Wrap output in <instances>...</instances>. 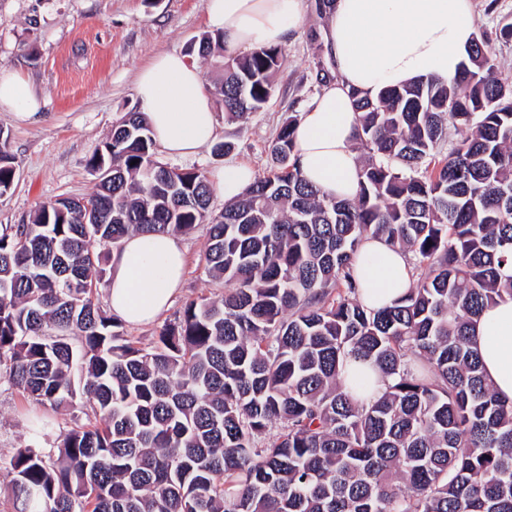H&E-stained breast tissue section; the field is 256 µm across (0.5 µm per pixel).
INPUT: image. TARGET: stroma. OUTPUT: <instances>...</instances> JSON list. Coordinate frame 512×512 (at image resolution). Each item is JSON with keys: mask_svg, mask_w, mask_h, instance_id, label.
Instances as JSON below:
<instances>
[{"mask_svg": "<svg viewBox=\"0 0 512 512\" xmlns=\"http://www.w3.org/2000/svg\"><path fill=\"white\" fill-rule=\"evenodd\" d=\"M476 30L493 35L512 22V0H472ZM305 21L281 43L283 61L274 77L269 103L245 123L219 121L218 140L228 153L206 149L195 167L213 171L232 161L250 162L257 174L274 165L270 147L284 121L300 114L319 91V57L311 32L326 21L315 0H303ZM207 30L204 0H0V68L19 71L43 93L46 104L36 117L19 121L0 112V133L15 157L12 189L0 196V228L22 223L41 203L59 197L90 195L96 180L87 160L102 148L125 113L137 111L136 74L163 52L188 54L189 45ZM493 59L512 79V41L495 39ZM207 225L181 241L188 256L186 280L165 320H173L186 300L221 297L224 284L206 270ZM30 404L0 380V512H14L5 491L6 465L28 441Z\"/></svg>", "mask_w": 512, "mask_h": 512, "instance_id": "35a3bbf8", "label": "stroma"}]
</instances>
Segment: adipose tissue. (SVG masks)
<instances>
[{"mask_svg": "<svg viewBox=\"0 0 512 512\" xmlns=\"http://www.w3.org/2000/svg\"><path fill=\"white\" fill-rule=\"evenodd\" d=\"M204 11L210 30L223 33L229 55L280 42L303 22L301 0H204ZM474 37L471 0H336L324 41L336 78L304 104L295 127L303 177L325 194L354 197L361 160L351 89L374 98L387 86L449 81L467 65ZM135 84L152 136L167 156L198 157L216 139V115L194 59L159 54L138 71ZM42 105L24 74L0 69V112L26 119ZM185 269L178 236L128 235L112 253L106 281L113 315L132 327L153 323L169 309ZM354 277L364 304L389 305L409 286L407 256L365 239ZM472 343L488 379L512 400V300L476 319Z\"/></svg>", "mask_w": 512, "mask_h": 512, "instance_id": "adipose-tissue-1", "label": "adipose tissue"}]
</instances>
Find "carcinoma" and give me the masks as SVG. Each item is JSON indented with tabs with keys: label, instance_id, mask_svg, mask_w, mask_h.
Returning <instances> with one entry per match:
<instances>
[{
	"label": "carcinoma",
	"instance_id": "1",
	"mask_svg": "<svg viewBox=\"0 0 512 512\" xmlns=\"http://www.w3.org/2000/svg\"><path fill=\"white\" fill-rule=\"evenodd\" d=\"M193 51L224 62L227 121L271 99L280 44L226 57L205 33ZM352 97L368 158L351 200L302 177L290 117L278 167L215 215L207 173L158 160L128 112L87 160L86 205L45 202L0 231V379L55 410L85 398L101 420L59 434L30 420L7 470L15 512H512V400L469 337L512 299V81L477 37L451 82ZM14 177L0 132V196ZM204 223L224 296L186 301L150 347L120 342L91 243ZM368 236L418 271L381 309L353 274ZM357 359L384 377L373 400Z\"/></svg>",
	"mask_w": 512,
	"mask_h": 512
}]
</instances>
